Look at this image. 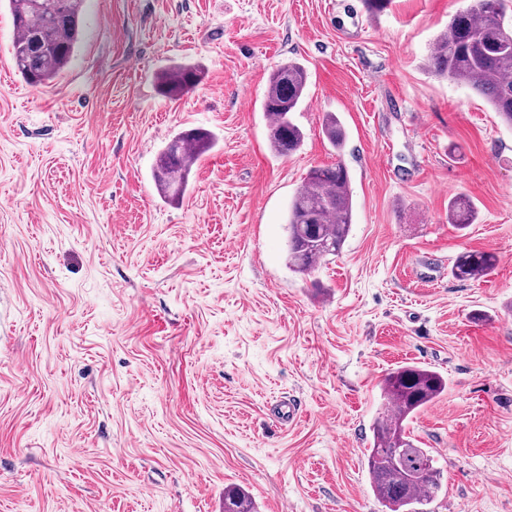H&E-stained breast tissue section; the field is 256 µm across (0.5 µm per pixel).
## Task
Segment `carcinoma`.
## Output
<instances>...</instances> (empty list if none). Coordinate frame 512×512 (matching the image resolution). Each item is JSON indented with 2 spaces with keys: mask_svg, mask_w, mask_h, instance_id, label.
<instances>
[{
  "mask_svg": "<svg viewBox=\"0 0 512 512\" xmlns=\"http://www.w3.org/2000/svg\"><path fill=\"white\" fill-rule=\"evenodd\" d=\"M13 16L16 37L13 59L18 72L30 84L46 85L68 66L79 41L84 0H50L51 8L32 10L29 0H6ZM431 71L446 75L486 97L503 122L512 126V23L507 20L506 0H473L455 13L441 33L429 57ZM199 67L178 64L162 69L156 81L162 92L177 97L199 81ZM308 82L307 70L288 62L270 76L263 101L269 142L280 156L296 152L303 134L290 115L299 111ZM322 130L336 149L345 131L339 118L327 112ZM215 137L203 129L179 133L158 156L154 179L164 195L185 192L195 162L213 148ZM474 203L464 195L448 201V223L462 230L474 223ZM353 221V199L348 170L341 163L310 170L306 182L288 209V263L308 274L329 256L341 251ZM496 266L490 253L468 251L452 267L458 279H480ZM447 380L437 371L417 365L400 366L381 383L387 403L373 423V445L366 469L371 487L388 512H417L442 489L441 471L431 451L418 446L407 434L412 418L439 398ZM409 449L403 469L391 463V449ZM224 512H255L250 495L240 488L224 490Z\"/></svg>",
  "mask_w": 512,
  "mask_h": 512,
  "instance_id": "1",
  "label": "carcinoma"
}]
</instances>
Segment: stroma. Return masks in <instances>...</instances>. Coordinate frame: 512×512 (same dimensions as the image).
<instances>
[{
    "label": "stroma",
    "instance_id": "obj_1",
    "mask_svg": "<svg viewBox=\"0 0 512 512\" xmlns=\"http://www.w3.org/2000/svg\"><path fill=\"white\" fill-rule=\"evenodd\" d=\"M467 3L85 0L46 86L0 6V512H224L231 485L256 512H386L365 455L406 363L448 382L409 424L443 473L424 512H512V127L427 66ZM290 61L309 78L281 157L261 101ZM175 62L203 76L170 98ZM192 128L215 145L162 196L156 159ZM336 163L349 235L295 273L288 204ZM464 251L495 270L455 278ZM476 217L474 203L464 195H455L448 201V222L457 230L473 224Z\"/></svg>",
    "mask_w": 512,
    "mask_h": 512
}]
</instances>
